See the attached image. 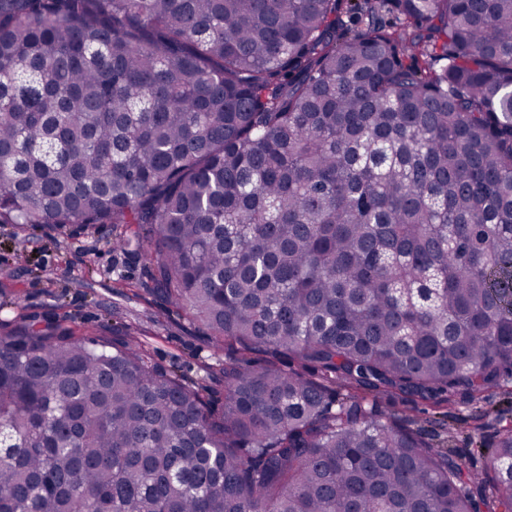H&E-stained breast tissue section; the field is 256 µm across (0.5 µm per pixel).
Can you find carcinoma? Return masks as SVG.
<instances>
[{
	"instance_id": "obj_1",
	"label": "carcinoma",
	"mask_w": 512,
	"mask_h": 512,
	"mask_svg": "<svg viewBox=\"0 0 512 512\" xmlns=\"http://www.w3.org/2000/svg\"><path fill=\"white\" fill-rule=\"evenodd\" d=\"M0 224L116 225L236 353L218 409L0 326V512H478L377 400L512 393V0H0Z\"/></svg>"
}]
</instances>
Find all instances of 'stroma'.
<instances>
[{
  "mask_svg": "<svg viewBox=\"0 0 512 512\" xmlns=\"http://www.w3.org/2000/svg\"><path fill=\"white\" fill-rule=\"evenodd\" d=\"M119 230L110 224L85 232L73 225L58 230L0 224V322L32 316L56 318L80 328H137L147 356L160 368L207 387L216 406L224 404V386L211 377L224 358L215 352L204 328L169 315L166 303L146 288L147 262L139 252L115 249ZM512 417V394L491 389L483 412L456 403L450 422L456 433L448 446L466 457L475 481L473 493L489 492L483 455Z\"/></svg>",
  "mask_w": 512,
  "mask_h": 512,
  "instance_id": "1",
  "label": "stroma"
}]
</instances>
